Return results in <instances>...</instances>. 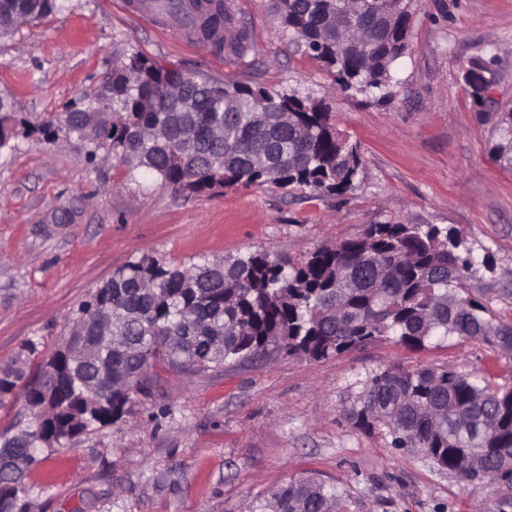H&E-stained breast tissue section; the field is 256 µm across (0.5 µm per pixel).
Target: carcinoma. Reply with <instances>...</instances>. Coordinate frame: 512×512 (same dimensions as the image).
Instances as JSON below:
<instances>
[{"label":"carcinoma","instance_id":"cac0c4a2","mask_svg":"<svg viewBox=\"0 0 512 512\" xmlns=\"http://www.w3.org/2000/svg\"><path fill=\"white\" fill-rule=\"evenodd\" d=\"M410 0H276L283 31L334 74L342 92L387 101L394 64L409 48ZM200 34L217 52L242 57L253 49L224 0H195ZM60 0H0V36L13 19L38 21ZM195 111L166 99L148 111L144 100L172 82ZM112 111L89 103L31 129L91 141L92 161L105 147L127 166L184 194L267 186L344 194L362 172L359 145L330 123L322 102L241 81H211L172 71L134 54L112 68L106 87ZM498 138L491 147L512 165V110L487 112ZM25 120L0 96V148ZM224 128V142L211 138ZM476 260L452 226L369 224L357 237L322 246L295 264L266 251L173 266L129 261L82 302L65 347L26 381L13 363L0 367V403L25 391L31 411L0 442V512H25L27 472L45 453L97 426L119 421L133 395L150 390L152 368L197 374L226 364L285 354L320 361L393 338L410 349L457 336L512 353V322L490 316L486 291L471 290ZM112 342L98 363L69 357L70 345ZM356 427H378L395 448L422 453L464 486L505 484L512 473V386L448 368L422 366L374 373L345 410ZM345 492L313 475L251 501L245 512H338Z\"/></svg>","mask_w":512,"mask_h":512}]
</instances>
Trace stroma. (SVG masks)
<instances>
[{
    "instance_id": "stroma-1",
    "label": "stroma",
    "mask_w": 512,
    "mask_h": 512,
    "mask_svg": "<svg viewBox=\"0 0 512 512\" xmlns=\"http://www.w3.org/2000/svg\"><path fill=\"white\" fill-rule=\"evenodd\" d=\"M136 0H67L0 38V94L29 125L84 105L117 60L140 53L184 71L321 100L357 143L363 172L338 194L230 187L183 195L129 179L118 160L57 132L0 148V366L27 373L61 346L79 303L128 261L190 263L246 251L293 261L384 222L462 230L472 282L512 322V169L490 152L491 123L463 79L495 58L493 95L512 109V0H412L410 48L387 102L337 90L322 64L283 32L274 0H229L254 51L216 53L185 32L136 19ZM37 340L29 353L25 344ZM449 367L512 385V354L459 338L414 350L382 341L321 361L277 356L203 374L154 369L129 412L54 450L28 473V512H243L310 474L345 492L342 512H472L507 488L464 487L380 429L347 421L372 373Z\"/></svg>"
}]
</instances>
